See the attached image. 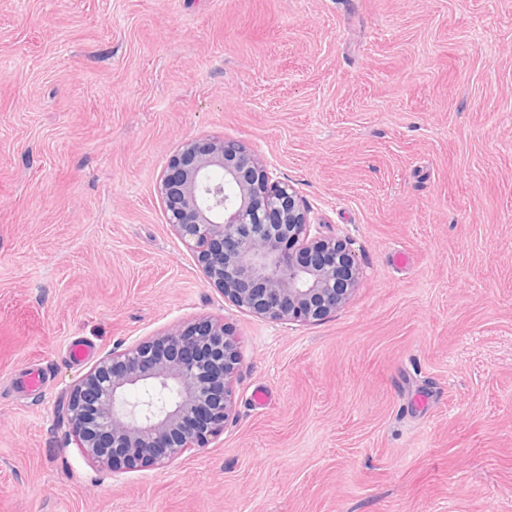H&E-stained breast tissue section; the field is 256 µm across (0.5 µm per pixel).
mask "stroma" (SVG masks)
<instances>
[{
	"instance_id": "stroma-1",
	"label": "stroma",
	"mask_w": 512,
	"mask_h": 512,
	"mask_svg": "<svg viewBox=\"0 0 512 512\" xmlns=\"http://www.w3.org/2000/svg\"><path fill=\"white\" fill-rule=\"evenodd\" d=\"M212 137L349 241L336 313L208 285L157 184ZM207 316L233 420L164 468L90 464L70 387ZM0 512H512V0H0Z\"/></svg>"
}]
</instances>
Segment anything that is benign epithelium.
Segmentation results:
<instances>
[{
  "mask_svg": "<svg viewBox=\"0 0 512 512\" xmlns=\"http://www.w3.org/2000/svg\"><path fill=\"white\" fill-rule=\"evenodd\" d=\"M168 223L209 285L238 309L275 321H317L349 298L355 255L311 234L293 185L247 145L188 139L159 184ZM239 364L224 322L202 319L112 351L74 384L58 416L84 456L112 472L165 466L204 448L229 421ZM141 391L132 400L129 394Z\"/></svg>",
  "mask_w": 512,
  "mask_h": 512,
  "instance_id": "1",
  "label": "benign epithelium"
}]
</instances>
